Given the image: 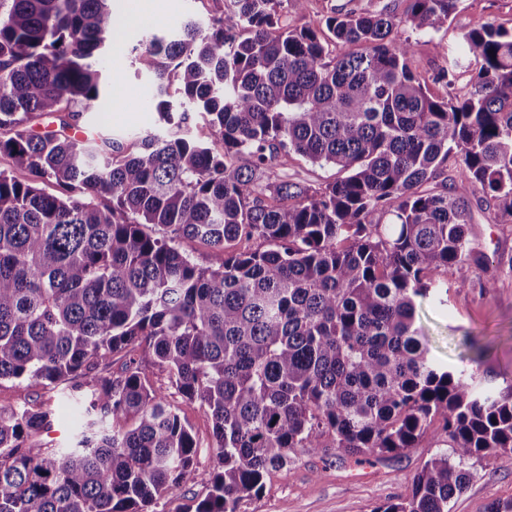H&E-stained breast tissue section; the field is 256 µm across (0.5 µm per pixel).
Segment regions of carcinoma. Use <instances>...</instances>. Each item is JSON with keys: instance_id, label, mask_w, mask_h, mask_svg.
Here are the masks:
<instances>
[{"instance_id": "1", "label": "carcinoma", "mask_w": 512, "mask_h": 512, "mask_svg": "<svg viewBox=\"0 0 512 512\" xmlns=\"http://www.w3.org/2000/svg\"><path fill=\"white\" fill-rule=\"evenodd\" d=\"M406 2L287 30L278 10L305 0H230L205 30L152 38L140 60L183 110L159 101L169 128L127 145L72 135L104 103L108 0H0V153L29 174L0 170V381L70 384L79 427L57 448L46 401L0 409V512H148L177 495L200 443L170 388L212 420L218 466L194 512H240L299 448L398 457L427 437L409 493L373 512H451L473 460L512 452V383L436 365L415 324L449 268L487 274L483 293L512 274L472 223L475 204L512 224V29L465 33L432 81L470 67L471 89L434 96L391 35L443 27L459 0ZM52 113L59 130L32 131ZM194 113L223 153L184 132ZM280 150L345 177L313 194L274 180ZM141 350L169 388L142 375Z\"/></svg>"}]
</instances>
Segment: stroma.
Masks as SVG:
<instances>
[{
  "mask_svg": "<svg viewBox=\"0 0 512 512\" xmlns=\"http://www.w3.org/2000/svg\"><path fill=\"white\" fill-rule=\"evenodd\" d=\"M228 4L229 0H158L155 15L142 16L127 26L121 45L105 56L104 90H125L124 111L89 113L81 118V125L93 132L105 127L121 138L162 128L154 96L156 79L139 61L141 48L152 35L172 34L187 18L209 27ZM385 5L399 12L406 7L404 0H307L304 10L281 12L280 22L283 27L300 29L336 12ZM483 23L512 28V0H460L446 28L415 31L400 27L393 37L411 44L417 72L430 79L446 60L459 56L464 34ZM272 173L313 191L341 177L336 167L311 164L293 152L279 153ZM473 223L488 256L512 253V224L495 223L490 213L478 209L473 212ZM478 276V270L468 266L449 269L443 275L448 292L418 303L416 324L427 335L435 362L451 368L471 364L473 353L464 345V336H475L488 344L490 350L479 370L487 374L491 386L501 389L506 380H512V275L500 276L494 290L486 295L473 286ZM171 403L202 443L200 464L178 496L161 500L156 512H187L206 494L214 470L209 449L212 423L198 404L183 401L176 394ZM435 451V445L425 439L400 458L370 456L358 462L336 450L324 456L301 449L290 472L273 473L263 495L243 501L241 512H373L388 498L406 494L409 477ZM472 472L466 490L453 500L452 512H486L490 503L512 500V456L475 460Z\"/></svg>",
  "mask_w": 512,
  "mask_h": 512,
  "instance_id": "1",
  "label": "stroma"
}]
</instances>
